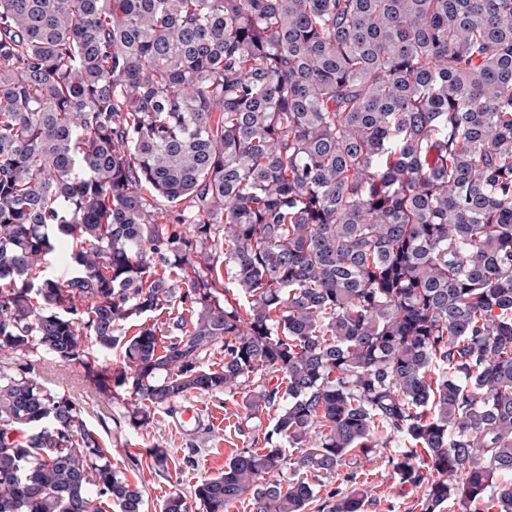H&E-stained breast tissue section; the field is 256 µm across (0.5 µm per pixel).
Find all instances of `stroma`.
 Segmentation results:
<instances>
[{"label":"stroma","mask_w":512,"mask_h":512,"mask_svg":"<svg viewBox=\"0 0 512 512\" xmlns=\"http://www.w3.org/2000/svg\"><path fill=\"white\" fill-rule=\"evenodd\" d=\"M29 371L40 384L64 394L81 407L89 425L112 444V466L120 476L138 487L144 512H160L169 494H181L189 512H202L194 488L205 477L223 473L237 450L248 446L247 432L239 431L245 410L241 395L191 392L178 403L155 408L143 428L130 425L126 417L124 390L104 391L43 351L28 355ZM193 407L199 421L193 432L182 430L176 420L178 407ZM165 449L168 467L155 469L152 449ZM393 443L354 465L359 480L368 482L374 494L363 512H420L425 490L398 486L387 464Z\"/></svg>","instance_id":"1"}]
</instances>
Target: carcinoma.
Here are the masks:
<instances>
[{
    "mask_svg": "<svg viewBox=\"0 0 512 512\" xmlns=\"http://www.w3.org/2000/svg\"><path fill=\"white\" fill-rule=\"evenodd\" d=\"M38 349L138 426L274 410L204 512H305L383 434L421 512H512V0H0V359ZM111 456L0 362V512H143Z\"/></svg>",
    "mask_w": 512,
    "mask_h": 512,
    "instance_id": "cac0c4a2",
    "label": "carcinoma"
}]
</instances>
